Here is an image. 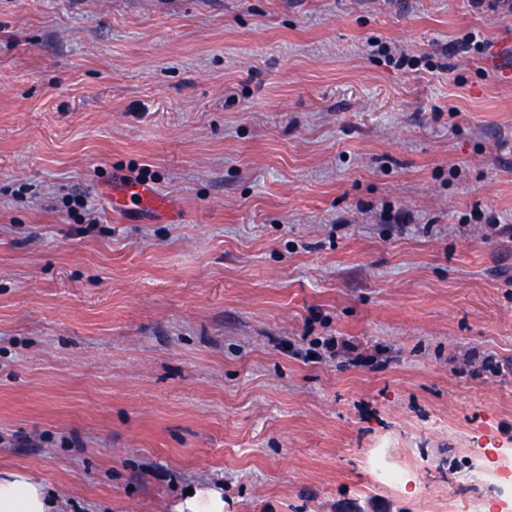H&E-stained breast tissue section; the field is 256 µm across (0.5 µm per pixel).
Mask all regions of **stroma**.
<instances>
[{
    "label": "stroma",
    "mask_w": 512,
    "mask_h": 512,
    "mask_svg": "<svg viewBox=\"0 0 512 512\" xmlns=\"http://www.w3.org/2000/svg\"><path fill=\"white\" fill-rule=\"evenodd\" d=\"M472 29L512 46L470 0H0V473L61 512H512V80ZM112 192L110 194L126 196L139 203L143 211L162 215L171 216L175 213V205L169 197L161 196L153 188L144 183H132L123 178H117L115 184L112 183ZM179 508L177 512H223L224 497L220 491L203 486L193 489Z\"/></svg>",
    "instance_id": "35a3bbf8"
}]
</instances>
